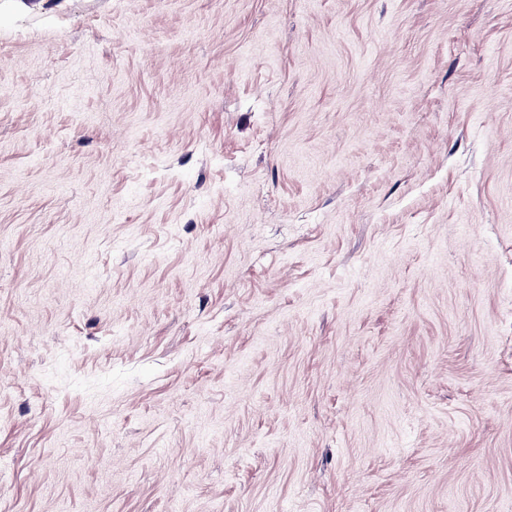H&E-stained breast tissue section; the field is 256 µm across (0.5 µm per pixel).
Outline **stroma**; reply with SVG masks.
I'll use <instances>...</instances> for the list:
<instances>
[{"instance_id": "stroma-1", "label": "stroma", "mask_w": 512, "mask_h": 512, "mask_svg": "<svg viewBox=\"0 0 512 512\" xmlns=\"http://www.w3.org/2000/svg\"><path fill=\"white\" fill-rule=\"evenodd\" d=\"M0 512H512V0H0Z\"/></svg>"}]
</instances>
